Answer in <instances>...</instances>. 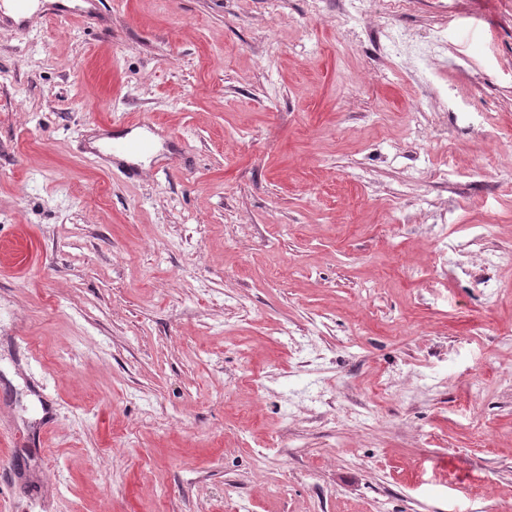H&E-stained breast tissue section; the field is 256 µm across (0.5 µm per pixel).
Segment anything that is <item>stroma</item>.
<instances>
[{
    "label": "stroma",
    "mask_w": 512,
    "mask_h": 512,
    "mask_svg": "<svg viewBox=\"0 0 512 512\" xmlns=\"http://www.w3.org/2000/svg\"><path fill=\"white\" fill-rule=\"evenodd\" d=\"M354 5L0 28V512H512V0ZM440 35L434 32L429 39L417 38L406 31H395L390 36V48L396 55L429 61L430 49L439 42Z\"/></svg>",
    "instance_id": "35a3bbf8"
}]
</instances>
